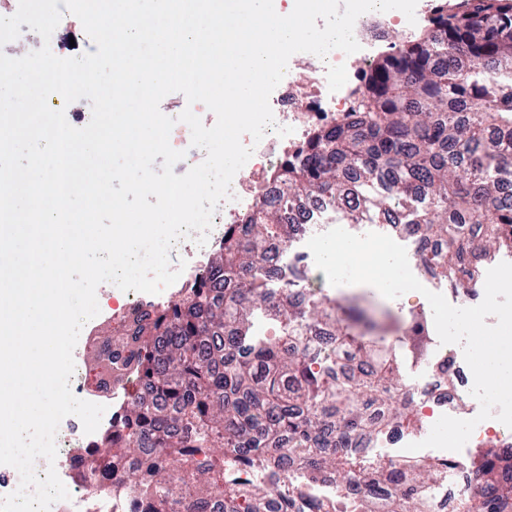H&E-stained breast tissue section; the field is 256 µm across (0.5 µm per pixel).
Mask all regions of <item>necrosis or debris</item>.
Instances as JSON below:
<instances>
[{"instance_id":"1","label":"necrosis or debris","mask_w":512,"mask_h":512,"mask_svg":"<svg viewBox=\"0 0 512 512\" xmlns=\"http://www.w3.org/2000/svg\"><path fill=\"white\" fill-rule=\"evenodd\" d=\"M378 21L375 15L360 20L356 31L360 51L347 55L334 50L322 60L307 56L303 69H311L313 78H304L303 69L289 70L283 78L271 109L276 126L291 127L292 132L281 137L274 128H269L258 142L251 136H244L243 145L253 150V175L233 181L231 199L219 203L208 232L214 241H222L225 228L239 223L243 215L259 206L272 205L276 182L268 172L273 156L298 154L312 131L334 125L349 110L363 87L366 66L383 53L385 30ZM404 333L433 340L428 356L432 365L428 380L418 387L404 385V392L417 395L426 417L437 419L458 412L472 388V377L463 364L459 345L435 341L434 323L420 310L412 312ZM74 362L75 370L70 379L73 395L104 405L106 411L97 431L89 435L84 433L77 417H66L57 430L54 463L42 458L36 460L37 474L55 468L69 492L68 499L53 503L50 512H146L145 501L126 490L131 482L129 470L119 466L110 474L102 472L100 438L110 433L123 415L126 405L120 402L119 396L125 391L131 372L124 369L113 376L94 374L79 353L75 354ZM281 474L280 488L292 495L293 512H308L313 501L329 508L330 512H356L357 497L348 487L336 485L329 478L305 480L300 470L290 466L282 468Z\"/></svg>"}]
</instances>
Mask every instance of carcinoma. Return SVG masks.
I'll list each match as a JSON object with an SVG mask.
<instances>
[{
    "mask_svg": "<svg viewBox=\"0 0 512 512\" xmlns=\"http://www.w3.org/2000/svg\"><path fill=\"white\" fill-rule=\"evenodd\" d=\"M350 115L315 134L302 161L281 165L279 207H259L225 235L172 313L136 317L86 349L102 372L115 366L110 347L126 350L151 390L131 397L103 444L104 469L127 466L129 490L151 512H290V499L263 486L224 484L227 461L261 462L273 479L288 462L308 479L334 478L360 490L359 512H434L430 489L447 465L366 467L352 450L412 409L390 356L353 343L315 290L291 303L295 284L271 252L288 245V208L312 195L346 224H413L431 243L434 276L455 288L478 278L467 252L512 236V198L498 193L512 183V0H439L424 33L373 64ZM257 308L282 328L255 343ZM316 327L333 329L336 345L288 353V341ZM505 470L512 443L501 441L460 512H512Z\"/></svg>",
    "mask_w": 512,
    "mask_h": 512,
    "instance_id": "obj_1",
    "label": "carcinoma"
}]
</instances>
